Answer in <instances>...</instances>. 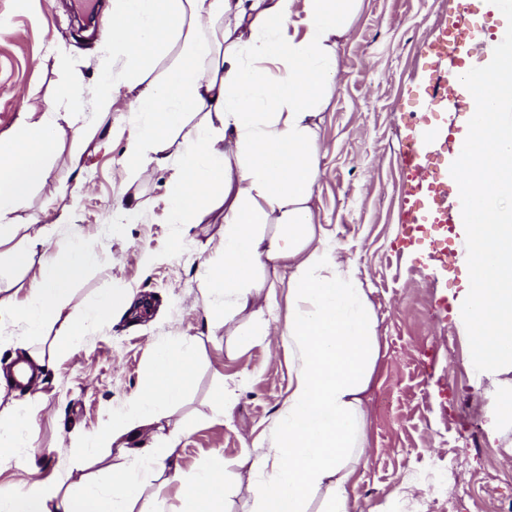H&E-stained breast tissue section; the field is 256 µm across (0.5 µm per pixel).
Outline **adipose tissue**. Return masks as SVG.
<instances>
[{
  "instance_id": "adipose-tissue-1",
  "label": "adipose tissue",
  "mask_w": 512,
  "mask_h": 512,
  "mask_svg": "<svg viewBox=\"0 0 512 512\" xmlns=\"http://www.w3.org/2000/svg\"><path fill=\"white\" fill-rule=\"evenodd\" d=\"M360 0H112L106 48L98 61L99 113L116 102L115 87L129 73H147L148 50L179 45L177 62L147 81L132 110L138 115L122 166L135 176L173 168L169 211L179 224L196 223L203 208L223 209L220 264L206 268L202 294L229 325L250 305L272 304L257 271L269 262L288 269V317L280 339L288 348V398L274 422L261 464L270 475L248 484L256 512H308L312 494L334 489L328 512H354L347 485L369 446L365 394L379 356L378 318L355 257L318 224L313 195L320 178L315 117L339 72L336 48L356 18ZM476 98L479 111L461 118L453 146V219L468 280L454 302L468 342L469 367L488 382L496 438L512 432V35L490 41L479 65L452 84ZM65 107L21 113L0 134V245L23 235L14 253L29 265L37 248L52 245L40 215L17 224L14 214L30 192L45 185L49 159L64 132L84 135L81 89L65 86ZM203 118L188 124L187 113ZM182 151L171 158L172 134ZM91 258L71 246L63 259L45 258L24 299L0 298V316L22 324L18 346L41 366L54 351L31 348L61 313ZM133 294L98 296L76 319H62V347L78 348L93 324L127 309ZM193 346L154 347L143 390L124 414L92 441L86 457L100 464L119 437L133 441L131 463L110 467V487L94 475L79 489L57 477H35L24 493L0 495V512H163L158 480L179 444L180 430L157 424L192 382ZM0 374V459L34 474L35 464L13 435L35 420L34 411L6 398ZM226 461L217 459L181 483L178 512H223Z\"/></svg>"
}]
</instances>
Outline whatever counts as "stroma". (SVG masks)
Here are the masks:
<instances>
[{"label":"stroma","instance_id":"stroma-1","mask_svg":"<svg viewBox=\"0 0 512 512\" xmlns=\"http://www.w3.org/2000/svg\"><path fill=\"white\" fill-rule=\"evenodd\" d=\"M74 11V0H0V133L13 129L20 113L46 111L74 81L86 116L99 124L89 141L63 135L47 184L31 192L15 217L22 223L36 213L54 225L52 255L65 256L75 242L96 256L76 282L67 314L79 315L109 290L132 289L135 304L44 366L45 398L32 430L15 439L42 475L78 480L77 446L106 429L142 390L155 344L185 338L194 343V377L169 412L184 434L168 461L172 482L160 492L162 506L178 512L176 481L223 458L233 463L224 478V512H251L243 488L256 477L251 461L261 451L245 444L269 437L288 397V350L275 341L240 343L238 333L250 322L244 314L227 329H207L200 288L205 268L221 260L224 212H203L196 224L173 223L171 169L127 179L120 162L137 119L130 110L135 93L120 86L111 113L96 116L105 33L78 30ZM492 18L483 0H362L338 49L336 86L319 129L326 152L313 205L323 226L358 253L379 320L380 351L367 393L371 447L348 485L362 512H414L430 494L429 479L452 456L463 469L453 490L461 512H497V497L512 498V463L491 444L490 401L466 366L467 341L453 315L467 278L457 260L459 234L451 222L409 230L413 175L399 156L409 115L419 111L431 127L445 130L432 155L447 163L458 116L429 105L422 81L427 47L457 19L467 31L466 54L479 56L483 37L497 31ZM133 196L140 203L133 221L113 223ZM261 279L275 302L260 319L283 327L288 270L269 263ZM227 390L235 402L226 414ZM382 394L390 398L385 410L377 404ZM456 414L478 427V440L459 434ZM420 471L425 479H417Z\"/></svg>","mask_w":512,"mask_h":512}]
</instances>
